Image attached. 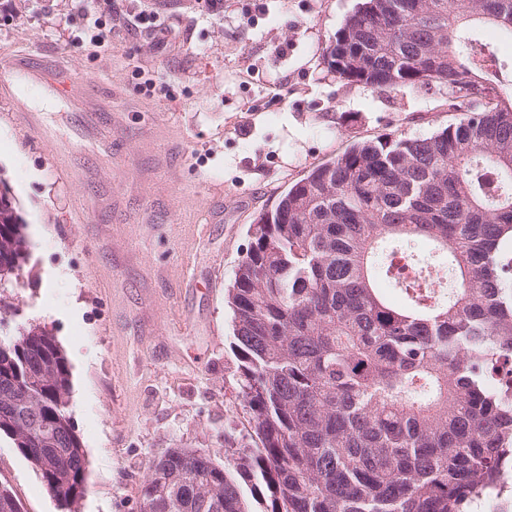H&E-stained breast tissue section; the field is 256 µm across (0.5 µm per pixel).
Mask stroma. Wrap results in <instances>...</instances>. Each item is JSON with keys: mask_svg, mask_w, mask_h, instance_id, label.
Listing matches in <instances>:
<instances>
[{"mask_svg": "<svg viewBox=\"0 0 512 512\" xmlns=\"http://www.w3.org/2000/svg\"><path fill=\"white\" fill-rule=\"evenodd\" d=\"M358 0H112V44L95 49L80 0H0V54L42 57L75 92L94 85L98 147L46 84L14 94L72 148L59 175L0 102V179L26 225L31 270L0 335L45 326L71 369L68 413L86 454L79 512H140L149 461L195 448L224 463L251 445L237 397L227 288L258 213L357 140L459 122L448 91H380L337 80L323 51ZM156 12L172 47L128 29ZM142 67L158 87L139 85ZM87 209L77 214L74 200ZM0 483L22 512H62L0 438Z\"/></svg>", "mask_w": 512, "mask_h": 512, "instance_id": "obj_1", "label": "stroma"}]
</instances>
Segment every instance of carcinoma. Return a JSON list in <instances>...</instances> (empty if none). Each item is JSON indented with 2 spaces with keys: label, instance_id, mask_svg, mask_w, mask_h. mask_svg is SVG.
<instances>
[{
  "label": "carcinoma",
  "instance_id": "carcinoma-1",
  "mask_svg": "<svg viewBox=\"0 0 512 512\" xmlns=\"http://www.w3.org/2000/svg\"><path fill=\"white\" fill-rule=\"evenodd\" d=\"M467 24L512 35V0H364L336 32L323 54L336 78L446 87L469 110L429 135L352 144L254 220L227 293L255 446L224 439L223 466L169 449L146 467L140 512H468L512 498V63ZM25 227L0 181V311L26 274ZM387 240L434 244L448 299L386 261ZM70 389L46 328L0 338V436L78 512ZM0 512H21L1 484Z\"/></svg>",
  "mask_w": 512,
  "mask_h": 512
}]
</instances>
